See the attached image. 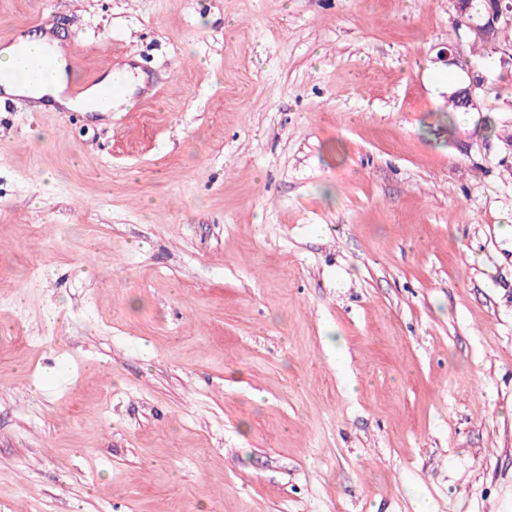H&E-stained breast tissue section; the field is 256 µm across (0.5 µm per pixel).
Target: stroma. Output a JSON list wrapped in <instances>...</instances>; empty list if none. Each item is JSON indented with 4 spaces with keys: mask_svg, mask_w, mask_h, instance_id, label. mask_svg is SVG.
Segmentation results:
<instances>
[{
    "mask_svg": "<svg viewBox=\"0 0 512 512\" xmlns=\"http://www.w3.org/2000/svg\"><path fill=\"white\" fill-rule=\"evenodd\" d=\"M47 14L149 85L0 100V512H512V68L453 0H0V41ZM482 86V80L480 78L472 77V80L467 86L457 88L453 93L448 96V105L452 104L458 109H452L454 112L465 110H477V96L476 89ZM463 108V109H460ZM465 109V110H464Z\"/></svg>",
    "mask_w": 512,
    "mask_h": 512,
    "instance_id": "35a3bbf8",
    "label": "stroma"
}]
</instances>
